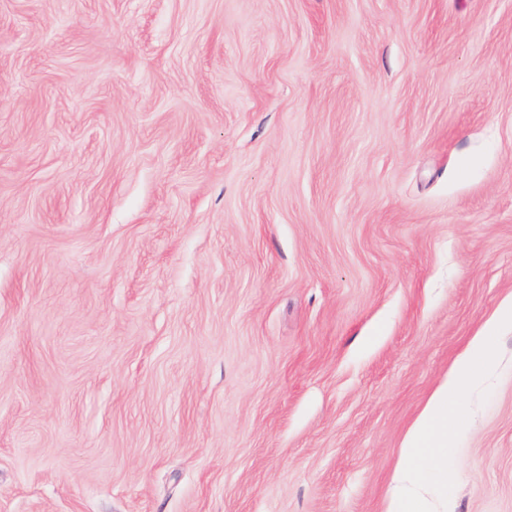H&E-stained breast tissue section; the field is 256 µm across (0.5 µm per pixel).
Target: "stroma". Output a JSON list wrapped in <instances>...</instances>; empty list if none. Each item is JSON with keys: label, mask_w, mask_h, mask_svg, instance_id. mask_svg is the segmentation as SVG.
Returning <instances> with one entry per match:
<instances>
[{"label": "stroma", "mask_w": 512, "mask_h": 512, "mask_svg": "<svg viewBox=\"0 0 512 512\" xmlns=\"http://www.w3.org/2000/svg\"><path fill=\"white\" fill-rule=\"evenodd\" d=\"M510 300L512 0H0V512H385Z\"/></svg>", "instance_id": "1"}]
</instances>
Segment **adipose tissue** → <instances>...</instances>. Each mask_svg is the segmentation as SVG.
Returning a JSON list of instances; mask_svg holds the SVG:
<instances>
[{
  "instance_id": "adipose-tissue-1",
  "label": "adipose tissue",
  "mask_w": 512,
  "mask_h": 512,
  "mask_svg": "<svg viewBox=\"0 0 512 512\" xmlns=\"http://www.w3.org/2000/svg\"><path fill=\"white\" fill-rule=\"evenodd\" d=\"M512 320V303L488 322L447 377L427 400L402 448L389 491L386 512H450L448 481L457 475L452 452L457 428L472 414L463 389L483 380L493 368V342L501 323Z\"/></svg>"
}]
</instances>
